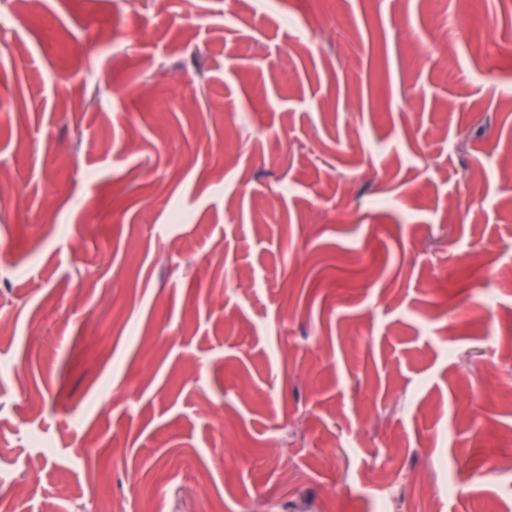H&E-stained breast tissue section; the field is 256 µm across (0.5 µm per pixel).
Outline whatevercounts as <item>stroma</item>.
<instances>
[{
  "mask_svg": "<svg viewBox=\"0 0 512 512\" xmlns=\"http://www.w3.org/2000/svg\"><path fill=\"white\" fill-rule=\"evenodd\" d=\"M10 13L0 506L512 512V0Z\"/></svg>",
  "mask_w": 512,
  "mask_h": 512,
  "instance_id": "obj_1",
  "label": "stroma"
}]
</instances>
